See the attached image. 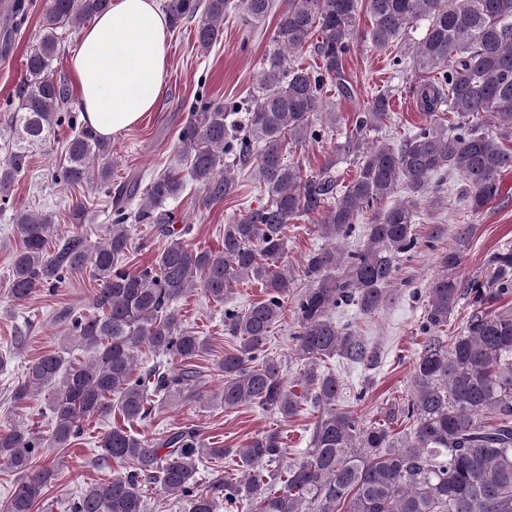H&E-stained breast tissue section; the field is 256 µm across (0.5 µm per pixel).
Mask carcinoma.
<instances>
[{"label": "carcinoma", "instance_id": "carcinoma-1", "mask_svg": "<svg viewBox=\"0 0 512 512\" xmlns=\"http://www.w3.org/2000/svg\"><path fill=\"white\" fill-rule=\"evenodd\" d=\"M110 0H48L38 47L26 58L25 76L12 95L13 135L0 162V204L10 202L29 151L64 122L70 89L54 77L60 53L57 30L108 9ZM253 26L264 22L274 0H241ZM232 0H164L170 30L195 22V43L207 53L221 42L224 14ZM371 26L361 32V11ZM426 22L423 37L404 49L409 25ZM392 49V67L410 61V92L429 121L397 144H368L367 133L391 120L389 91L377 94L353 115L342 149L357 160L355 178L338 187L330 160L316 177L286 161V146H302L321 136L315 120L329 85L348 96L343 63L357 37ZM281 50L266 59L262 95L242 107L199 100L178 136L189 162V177L208 206L235 194L234 168H252L268 201L224 225V250L214 255L174 237L169 202L186 185L168 170L145 190L135 215L125 200L137 196L138 182L124 184L112 202L106 241L91 246L82 234L54 237L52 216L17 209L13 233L21 245L11 260L6 290L21 306L42 289L60 287L68 276L87 270L98 282L95 313L67 311L70 347L29 362L11 390L18 404L47 394V435L20 423L0 427V459L16 476L3 512H32L54 479L55 465H33L46 448H68L90 416L117 411L123 420L142 422L158 403L201 401L204 371L198 360L204 341L178 316L175 304L199 287L222 303L232 284L255 280L261 300L242 308L224 307V334L233 341L220 369L224 384L215 397L224 408L253 404L294 419L310 404L319 415L306 456L288 464L284 488L266 481L270 467L287 454L276 430L253 437L242 448H208L193 428L174 431L157 443L114 426L99 441L94 464L128 463L131 470L87 485L71 512H146L144 487L179 494L188 512H512V250L491 255L483 277L463 279L458 266L473 229L465 225L441 256V273L427 291L421 322L425 341L418 353L407 402L363 423L351 406L338 404L341 384L328 362L377 366L378 349L331 312L356 307L369 315L388 300L396 261L417 247L416 224L431 180L454 175L478 209L499 195L497 176L512 168V150L484 131L481 120L512 137V0H288L275 32ZM308 49L320 65L309 70L288 63L287 55ZM458 121L448 127L444 115ZM60 180L78 185L112 178L111 141L86 123L75 126L65 147ZM409 198L388 205L397 187ZM325 211L318 225L331 243L308 254L307 284L282 262L285 230L292 220ZM371 212L360 228L359 216ZM152 224L171 238L150 266L129 269L127 221ZM363 243L353 251L336 245L357 231ZM469 312L454 336L443 335L460 302ZM292 304L291 336L303 361L296 385L287 386L281 363L266 354L273 329ZM146 348L158 361L135 372ZM79 350L84 359L67 360ZM228 457L242 477L218 475L207 482L199 466Z\"/></svg>", "mask_w": 512, "mask_h": 512}]
</instances>
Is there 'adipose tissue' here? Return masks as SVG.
I'll list each match as a JSON object with an SVG mask.
<instances>
[{
	"label": "adipose tissue",
	"instance_id": "obj_1",
	"mask_svg": "<svg viewBox=\"0 0 512 512\" xmlns=\"http://www.w3.org/2000/svg\"><path fill=\"white\" fill-rule=\"evenodd\" d=\"M167 17L157 0H112L72 58L84 120L108 137L155 108L167 70Z\"/></svg>",
	"mask_w": 512,
	"mask_h": 512
}]
</instances>
